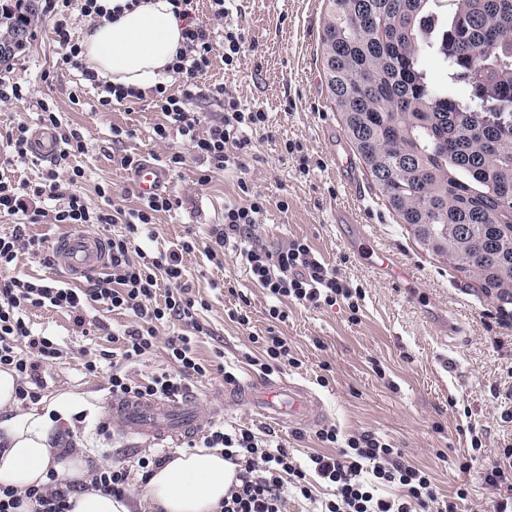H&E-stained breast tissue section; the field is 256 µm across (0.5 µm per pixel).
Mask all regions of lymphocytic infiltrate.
I'll use <instances>...</instances> for the list:
<instances>
[{
    "label": "lymphocytic infiltrate",
    "mask_w": 512,
    "mask_h": 512,
    "mask_svg": "<svg viewBox=\"0 0 512 512\" xmlns=\"http://www.w3.org/2000/svg\"><path fill=\"white\" fill-rule=\"evenodd\" d=\"M137 3L126 0L107 10L97 0H44V13L55 18L53 34L62 63L77 65L81 53L71 41L65 10L77 9L95 21L112 20ZM171 3L185 22L183 45L171 65L180 85L175 93L163 84L153 89V106L164 117L154 133L160 140L176 134L190 145L202 166L197 182L204 186L215 173L244 168L254 148L252 135L267 128L268 115L259 109L241 108L223 84L200 88L199 81L212 64L213 32L193 18V0ZM203 94L224 108L206 123L190 109L191 102ZM83 177V170L76 167L67 180H60L56 165L45 168L39 181L32 184H17L0 176V216L17 217L31 224L125 227L124 232L108 240V273L94 279L86 289L68 287L60 280L12 276L21 251L36 255L45 247L42 240L19 228L8 235L0 234V368L16 373L15 396L20 403L41 400L45 388L42 373L59 361L63 352L51 337L33 329L29 310L61 309L74 314L81 326L89 303L96 302L133 316V325L117 336L128 360L142 358L154 349L160 325L178 321L185 327L184 333L166 340L170 369L138 380L123 368L113 367L109 378L112 395L182 397L192 380L212 371L211 364L199 358L195 346L196 336L206 331L200 319L206 303L190 295L183 283L181 253L189 245L179 243L156 255L135 242L136 234L152 224L157 213L179 208L180 201L159 193L141 199L134 209L118 205L95 209L88 206L77 188ZM239 189L245 194L244 200L225 202L223 223L210 229L208 261L221 264L225 250L236 249L252 283L273 298L269 310L272 319L287 318L283 307L287 301L315 308L343 301L350 311L359 312L352 288L315 256L306 241L294 240L277 249L254 243V228L267 212L269 202L265 196L250 193L247 183H240ZM315 437L323 445V453L300 462L277 441L252 429L209 426L200 437V446L223 449L225 460L241 468L239 482L225 492L219 512H288L292 495L315 502L316 512H456V503L439 500L427 472L403 460L391 444L375 434L363 432L344 439L336 426L330 425L316 431ZM319 483L331 490L330 497L321 501L314 494ZM75 489L74 483L60 479L22 493L0 487V512H17L24 502L29 512H69L68 498Z\"/></svg>",
    "instance_id": "f902f5d3"
}]
</instances>
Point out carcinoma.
<instances>
[{
  "mask_svg": "<svg viewBox=\"0 0 512 512\" xmlns=\"http://www.w3.org/2000/svg\"><path fill=\"white\" fill-rule=\"evenodd\" d=\"M37 15L36 0L0 10V64ZM321 43L347 136L400 223L511 307L512 0H327Z\"/></svg>",
  "mask_w": 512,
  "mask_h": 512,
  "instance_id": "obj_1",
  "label": "carcinoma"
}]
</instances>
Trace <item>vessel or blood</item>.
I'll return each mask as SVG.
<instances>
[{"mask_svg":"<svg viewBox=\"0 0 512 512\" xmlns=\"http://www.w3.org/2000/svg\"><path fill=\"white\" fill-rule=\"evenodd\" d=\"M59 142L47 130L36 132L30 151L39 161L56 156ZM166 179L162 167L143 163L133 173L134 186L139 195L150 197L159 193ZM57 266L73 280H81L103 271L108 264L104 240L84 232H71L58 237L52 245ZM356 256L368 267L386 277L397 293L408 295L414 289L415 273L366 231H359L352 243ZM251 405L271 421L289 419L295 422H319L325 415L320 401L302 387H284L268 380L225 391L223 406L214 408L213 417H221L225 409L237 403ZM106 416L114 430L124 439L146 443L178 441L198 426L196 401L192 396L183 400L110 398L105 402Z\"/></svg>","mask_w":512,"mask_h":512,"instance_id":"1","label":"vessel or blood"}]
</instances>
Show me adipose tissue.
<instances>
[{"mask_svg": "<svg viewBox=\"0 0 512 512\" xmlns=\"http://www.w3.org/2000/svg\"><path fill=\"white\" fill-rule=\"evenodd\" d=\"M183 43L182 25L170 0H140L115 20L88 27L82 37L81 58L87 70L108 83L147 90L169 75ZM17 376L0 370V433L9 448L0 455V486L19 491L41 487L50 474L82 483L69 502L70 512H132L129 504L91 487V471L79 454L61 455L51 444L53 415L69 417L82 400L60 394L47 413L32 409L12 413ZM236 478V467L219 448H199L173 457L147 480L142 512H216Z\"/></svg>", "mask_w": 512, "mask_h": 512, "instance_id": "obj_1", "label": "adipose tissue"}]
</instances>
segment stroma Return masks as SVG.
Wrapping results in <instances>:
<instances>
[{"label":"stroma","instance_id":"35a3bbf8","mask_svg":"<svg viewBox=\"0 0 512 512\" xmlns=\"http://www.w3.org/2000/svg\"><path fill=\"white\" fill-rule=\"evenodd\" d=\"M195 15L216 32L225 26L244 36V51L233 65L224 63V46L216 44L212 66L201 88L224 83L242 108L260 109L269 116V132L254 136L257 151L245 171L216 175L206 186L197 183L198 166L189 147L172 137L158 141L154 128L163 116L149 100L108 108L98 103L97 89L81 69L61 64L53 40L52 23L40 17L31 27L27 50L0 65V80L22 85L25 100L0 101V132L25 122L36 126L41 102L59 112L63 129L83 134L87 150L61 168L68 178L70 166L82 167V191L90 206L101 205L97 185L110 186L126 208L139 205L132 189V174L113 162L114 152L141 160L164 159L178 152L183 165L168 171L163 193L177 197L182 206L158 213L142 245L167 252L175 243L190 241L182 254L184 282L191 294L205 299L202 317L211 333L198 336L200 358L213 360L216 345H223L226 367L244 383L269 378L310 388L321 400L323 425L336 426L342 436L368 431L398 448L405 459L428 471L440 496L451 500L458 488L468 495L457 512H489L494 492L481 482L477 470L461 471L459 464L476 457L485 462L512 446V311L501 312L486 297L477 280L463 276L452 265L426 252L400 224L397 215L376 187L366 165L355 161L352 190L336 171L335 153L349 149L341 115L333 100L323 67L322 25L326 0H239L233 15L214 18L209 0H196ZM123 130L114 139L113 129ZM300 142L313 169L302 175L286 155V141ZM251 193L266 196L271 206L254 229L257 243L282 247L296 238L307 239L329 268L361 289L359 314L346 303L319 309L289 305L288 317L272 322L273 304L266 291L255 286L235 253H226L222 265L210 263L205 250L211 225L224 219V203L238 196L239 181ZM287 201L280 210L278 201ZM353 211L365 230L387 250L415 269L417 288L412 296L397 294L383 275L365 267L333 227L337 208ZM231 281L224 289L222 281ZM247 297L249 326H241L231 313L240 297ZM90 317L105 325L94 338L84 337L72 314L53 308L31 310L29 319L39 331L53 336L64 355L44 373L45 389L37 409H45L60 393L80 395L85 408L79 421L59 422L52 432L54 447L73 443L90 468L115 460L130 465V500L144 492L136 459L159 452L156 444L132 447L117 438H104L96 427L110 396L108 379L119 366L136 379L169 368L168 337L180 324L158 330L151 354L136 362L125 360L113 332L131 323L130 315L93 304ZM275 329L284 336L299 364L262 374L248 359L257 355L253 337ZM106 351L96 372L83 364L91 350ZM224 423L253 430L273 431L295 458L319 451L316 425L288 421L273 423L247 405L229 410Z\"/></svg>","mask_w":512,"mask_h":512}]
</instances>
